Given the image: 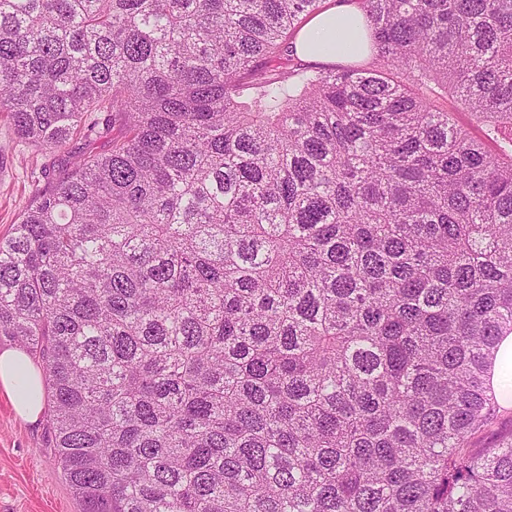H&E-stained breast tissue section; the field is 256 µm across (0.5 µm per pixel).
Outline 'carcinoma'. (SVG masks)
<instances>
[{
    "label": "carcinoma",
    "mask_w": 512,
    "mask_h": 512,
    "mask_svg": "<svg viewBox=\"0 0 512 512\" xmlns=\"http://www.w3.org/2000/svg\"><path fill=\"white\" fill-rule=\"evenodd\" d=\"M322 2L0 0V112L109 143L0 238L82 512H512V431L473 443L512 333V0H355L372 64L310 71ZM440 104L448 108V112H453V118L455 122L467 129L470 134L474 137H481L482 136V126L481 124L476 120V118L472 115V113L465 108L463 105L457 103L454 99L451 97H448L447 99H443L440 101Z\"/></svg>",
    "instance_id": "carcinoma-1"
}]
</instances>
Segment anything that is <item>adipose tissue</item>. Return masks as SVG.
Instances as JSON below:
<instances>
[{"label":"adipose tissue","mask_w":512,"mask_h":512,"mask_svg":"<svg viewBox=\"0 0 512 512\" xmlns=\"http://www.w3.org/2000/svg\"><path fill=\"white\" fill-rule=\"evenodd\" d=\"M363 16L349 0L310 19L295 41L296 52L305 59L323 63L339 60L342 47L357 43ZM45 380L28 355L18 348L0 350V390L9 397L16 415L36 422L44 407Z\"/></svg>","instance_id":"obj_1"}]
</instances>
